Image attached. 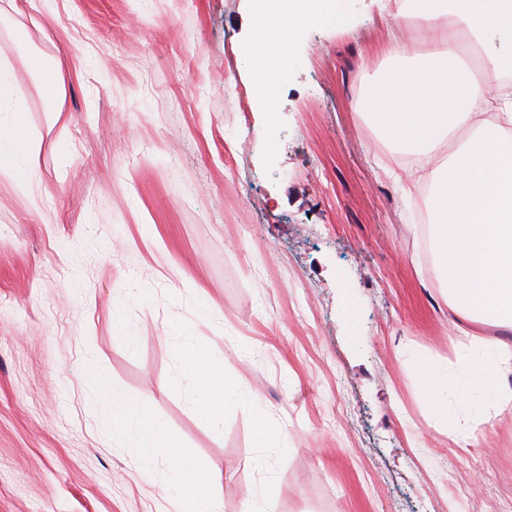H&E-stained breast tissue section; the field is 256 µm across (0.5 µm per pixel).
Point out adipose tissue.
<instances>
[{"instance_id": "1", "label": "adipose tissue", "mask_w": 512, "mask_h": 512, "mask_svg": "<svg viewBox=\"0 0 512 512\" xmlns=\"http://www.w3.org/2000/svg\"><path fill=\"white\" fill-rule=\"evenodd\" d=\"M345 16L344 0H297L288 17L264 10L256 25L290 32L325 21L340 25ZM405 17L443 49L411 55L402 41L389 43L388 69L365 110L383 139L418 157L430 182L432 266L470 352L452 369L417 351L409 361L430 421L460 448H476L481 433L512 419V345L482 331H512V0H401L391 21ZM246 55L258 97L274 104L284 71L255 43ZM22 112L14 102L11 120L0 121V170L31 175L38 149L22 131ZM465 125L473 127L472 138L447 151L449 136ZM443 152L447 161L433 165ZM173 334L199 413L219 425L227 411L249 405L243 381L216 371L181 326ZM108 422L114 440L143 462L163 459L165 495L181 503L180 512H196L183 479L186 455L167 444L163 421L147 420L142 407L115 392Z\"/></svg>"}]
</instances>
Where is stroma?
Returning a JSON list of instances; mask_svg holds the SVG:
<instances>
[{"label": "stroma", "mask_w": 512, "mask_h": 512, "mask_svg": "<svg viewBox=\"0 0 512 512\" xmlns=\"http://www.w3.org/2000/svg\"><path fill=\"white\" fill-rule=\"evenodd\" d=\"M384 7L291 33L268 108L243 51L269 45L255 0H0L38 147L34 179L0 175V512H168L106 387L219 475L223 512H512V421L462 450L407 361H455L460 335L413 222L426 190L402 191L401 152L358 110ZM174 318L253 407L195 411Z\"/></svg>", "instance_id": "35a3bbf8"}]
</instances>
